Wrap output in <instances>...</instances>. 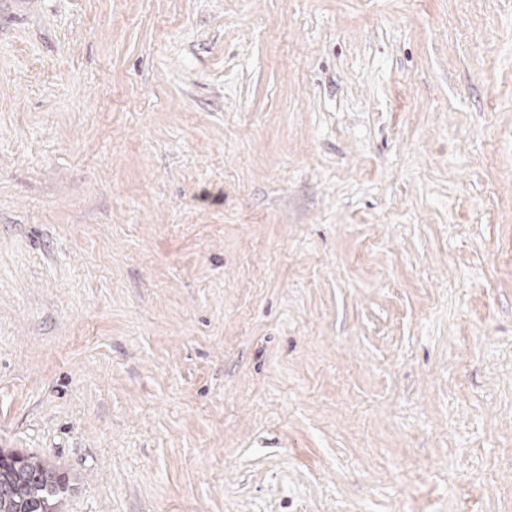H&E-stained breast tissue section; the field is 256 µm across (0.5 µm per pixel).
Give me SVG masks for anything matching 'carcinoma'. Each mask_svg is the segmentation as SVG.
I'll list each match as a JSON object with an SVG mask.
<instances>
[{
  "instance_id": "obj_1",
  "label": "carcinoma",
  "mask_w": 512,
  "mask_h": 512,
  "mask_svg": "<svg viewBox=\"0 0 512 512\" xmlns=\"http://www.w3.org/2000/svg\"><path fill=\"white\" fill-rule=\"evenodd\" d=\"M70 479L32 455L0 450V512H62Z\"/></svg>"
}]
</instances>
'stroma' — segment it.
<instances>
[{
	"instance_id": "obj_1",
	"label": "stroma",
	"mask_w": 512,
	"mask_h": 512,
	"mask_svg": "<svg viewBox=\"0 0 512 512\" xmlns=\"http://www.w3.org/2000/svg\"><path fill=\"white\" fill-rule=\"evenodd\" d=\"M0 448L512 512V0H0Z\"/></svg>"
}]
</instances>
